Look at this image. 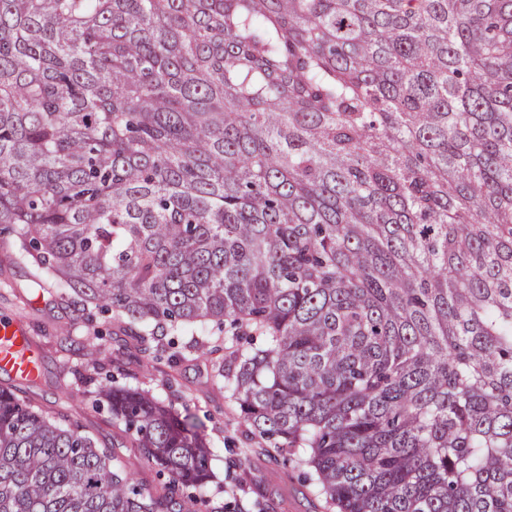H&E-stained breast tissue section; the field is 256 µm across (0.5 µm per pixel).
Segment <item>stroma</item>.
<instances>
[{
    "label": "stroma",
    "mask_w": 512,
    "mask_h": 512,
    "mask_svg": "<svg viewBox=\"0 0 512 512\" xmlns=\"http://www.w3.org/2000/svg\"><path fill=\"white\" fill-rule=\"evenodd\" d=\"M14 253L11 237H0V317L22 320L41 351L42 374L30 392L37 405L77 420L108 445L116 430L106 407L94 406V391L113 383L141 387L159 400L188 409L202 423L214 450L212 469L224 484L225 512L243 507L248 512H326L323 498L304 482V467L298 462L260 456L239 468L251 446L250 425L234 398L210 381L223 352L192 353L172 361L126 347L123 327L111 314L97 311L88 320L61 304L37 285L33 268L17 262ZM96 332L101 335L97 361L61 348L62 336Z\"/></svg>",
    "instance_id": "35a3bbf8"
}]
</instances>
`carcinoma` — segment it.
<instances>
[{"label": "carcinoma", "mask_w": 512, "mask_h": 512, "mask_svg": "<svg viewBox=\"0 0 512 512\" xmlns=\"http://www.w3.org/2000/svg\"><path fill=\"white\" fill-rule=\"evenodd\" d=\"M0 224L142 353L214 323L337 512H512V0H0ZM96 401L0 388V512H224L195 417ZM117 452L121 453L125 460L126 473L134 483L155 484L157 481L153 470L148 469L141 461L139 456L126 448H119Z\"/></svg>", "instance_id": "cac0c4a2"}]
</instances>
